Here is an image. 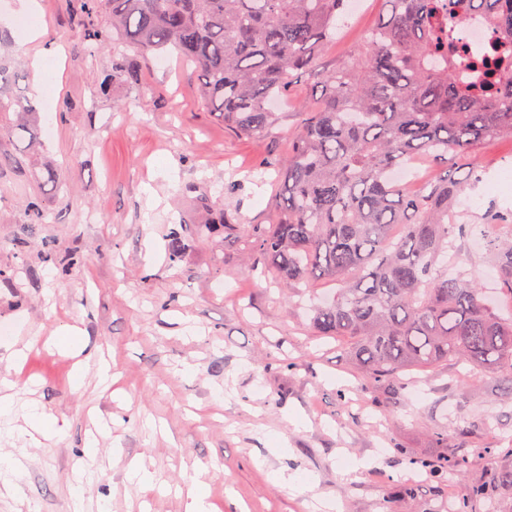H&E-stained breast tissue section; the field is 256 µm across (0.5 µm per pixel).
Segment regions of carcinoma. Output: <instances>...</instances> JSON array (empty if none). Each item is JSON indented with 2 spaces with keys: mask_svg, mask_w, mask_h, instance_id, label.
Wrapping results in <instances>:
<instances>
[{
  "mask_svg": "<svg viewBox=\"0 0 512 512\" xmlns=\"http://www.w3.org/2000/svg\"><path fill=\"white\" fill-rule=\"evenodd\" d=\"M382 15L360 53L324 66L345 0H87L106 6L112 35L143 51L173 48L199 72L208 109L253 136L275 121L272 102L288 96L305 72L319 84L313 105L299 108L287 158L279 164L276 222L242 229L283 283H336L312 317L317 336L347 344L363 382L401 397L403 374L465 364L475 382L498 380L512 395V316L485 300L477 278L448 269L455 225L448 223L465 182L482 179L481 149L512 139V0H381ZM487 20L485 46L474 52L456 21ZM0 139H36L34 109L0 80ZM426 157L467 169L407 191L390 179L397 167ZM512 214L494 212L479 229L485 258L512 294ZM410 457L443 486L494 452L490 442ZM501 488L512 490V463L478 481L455 504L473 508Z\"/></svg>",
  "mask_w": 512,
  "mask_h": 512,
  "instance_id": "cac0c4a2",
  "label": "carcinoma"
}]
</instances>
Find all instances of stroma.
I'll return each mask as SVG.
<instances>
[{
    "mask_svg": "<svg viewBox=\"0 0 512 512\" xmlns=\"http://www.w3.org/2000/svg\"><path fill=\"white\" fill-rule=\"evenodd\" d=\"M43 42L0 28L16 61L17 89L35 107L36 145L0 140V379L18 403L37 404L64 427L61 439L17 440L18 475L0 476V512H186L195 480L206 512H312L292 484L340 512H448L449 497L490 479L491 454L439 488L412 473L404 453L436 455L434 431L464 447V427L483 439L512 438V402L494 403L491 384H467L463 365L414 373L400 399L368 389L345 347L313 336L314 306L329 281L282 287L257 270L240 226L271 223L278 161L316 93L309 75L293 81L288 108L260 136L224 125L199 97L198 72L171 49L137 53L97 38L105 10L82 0H38ZM380 0L324 49L326 63L354 57L378 21ZM45 60L54 97L36 95L31 56ZM108 93H101V86ZM512 140L482 150L488 171L460 197L455 246L486 282L497 272L472 248L468 226L489 210L512 211ZM63 182L46 185L47 170ZM41 200L43 223L25 216ZM225 218L228 228L201 233ZM66 326L84 332L86 383L70 382L73 361L38 348L21 369L5 360ZM112 368L99 383L97 358ZM96 436V458L86 442ZM142 463L156 481L131 483Z\"/></svg>",
    "mask_w": 512,
    "mask_h": 512,
    "instance_id": "obj_1",
    "label": "stroma"
}]
</instances>
